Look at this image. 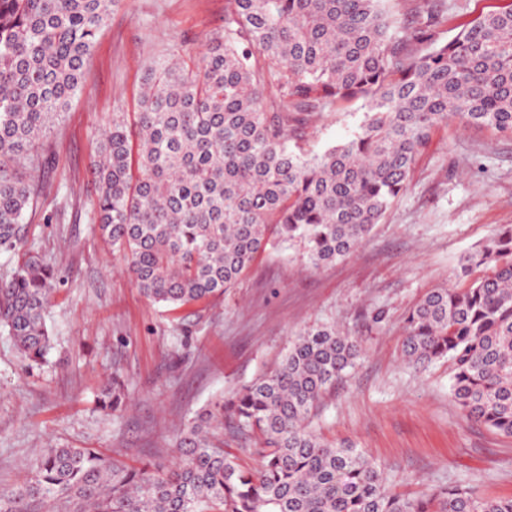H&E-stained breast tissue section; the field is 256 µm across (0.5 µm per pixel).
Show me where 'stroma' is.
<instances>
[{
    "label": "stroma",
    "instance_id": "obj_1",
    "mask_svg": "<svg viewBox=\"0 0 512 512\" xmlns=\"http://www.w3.org/2000/svg\"><path fill=\"white\" fill-rule=\"evenodd\" d=\"M226 0H121L83 69V89L43 139L46 193L22 235L51 256L47 310L53 346L29 367L0 331V489L22 482L39 449L95 448L136 466L174 462L183 425L265 374L305 330L336 325L362 359L328 392L313 430L362 448L396 493L454 485L512 496V437L464 419L450 401L451 364L415 369L402 358L404 321L432 289L460 283L463 256L512 224V137L451 122L418 156L406 190L368 238L333 264L270 247L224 296L169 310L135 288L122 258L93 229L91 167L116 112H136L142 77L170 55L199 57L224 29ZM359 104L312 123L305 147L350 139ZM121 372L126 405L98 395Z\"/></svg>",
    "mask_w": 512,
    "mask_h": 512
}]
</instances>
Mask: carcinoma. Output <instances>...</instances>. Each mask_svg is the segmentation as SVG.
I'll return each mask as SVG.
<instances>
[{
    "label": "carcinoma",
    "mask_w": 512,
    "mask_h": 512,
    "mask_svg": "<svg viewBox=\"0 0 512 512\" xmlns=\"http://www.w3.org/2000/svg\"><path fill=\"white\" fill-rule=\"evenodd\" d=\"M119 0H0V247L21 244L36 208V148L81 88ZM399 33L382 0H228L224 31L196 62L151 68L139 109L112 115L93 175L99 233L140 293L172 310L232 288L274 242L319 267L349 255L406 189L440 126L512 135V7L451 39L448 0H411ZM274 88L278 98L267 97ZM362 102L359 132L304 148L314 115ZM470 283L426 294L405 319L402 353L448 358L463 417L512 436V225L463 259ZM53 262L28 255L0 282V327L42 361ZM362 350L334 327L307 330L281 365L219 399L182 430L175 463L129 467L87 448H46L31 478L0 490V512L76 500L86 512H512L459 485L419 498L392 491L365 452L318 436L311 418ZM115 377L101 405L117 412ZM229 416L255 435L247 468L214 442Z\"/></svg>",
    "instance_id": "carcinoma-1"
}]
</instances>
